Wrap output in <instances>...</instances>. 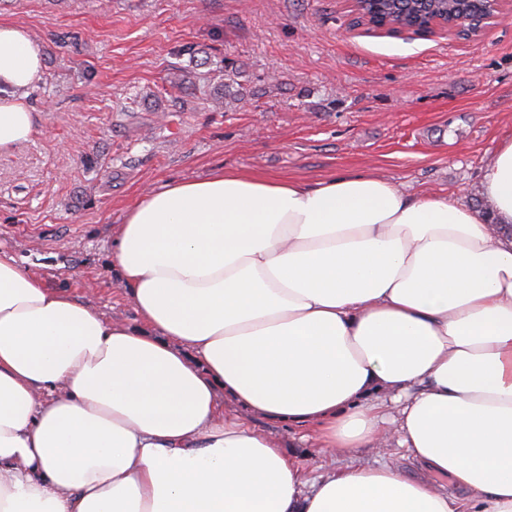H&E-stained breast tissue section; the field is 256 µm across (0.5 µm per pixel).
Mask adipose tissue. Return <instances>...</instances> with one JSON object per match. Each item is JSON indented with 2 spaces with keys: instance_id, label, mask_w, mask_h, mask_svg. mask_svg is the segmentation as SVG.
I'll use <instances>...</instances> for the list:
<instances>
[{
  "instance_id": "obj_1",
  "label": "adipose tissue",
  "mask_w": 512,
  "mask_h": 512,
  "mask_svg": "<svg viewBox=\"0 0 512 512\" xmlns=\"http://www.w3.org/2000/svg\"><path fill=\"white\" fill-rule=\"evenodd\" d=\"M43 69L0 23V150L33 138ZM481 194L166 184L112 239L138 329L0 252V512H512V138ZM228 402L326 453L394 442L430 477L306 483Z\"/></svg>"
}]
</instances>
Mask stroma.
Returning a JSON list of instances; mask_svg holds the SVG:
<instances>
[{
	"label": "stroma",
	"mask_w": 512,
	"mask_h": 512,
	"mask_svg": "<svg viewBox=\"0 0 512 512\" xmlns=\"http://www.w3.org/2000/svg\"><path fill=\"white\" fill-rule=\"evenodd\" d=\"M349 15L347 0H0L45 60L39 130L0 152V250L136 326L112 236L165 183L350 170L480 204L512 136V17L463 40L364 34ZM235 413L312 479L353 464L425 475L400 448L328 455L303 428Z\"/></svg>",
	"instance_id": "obj_1"
}]
</instances>
